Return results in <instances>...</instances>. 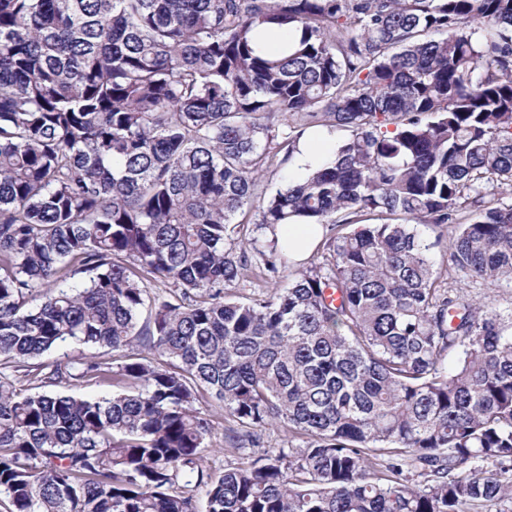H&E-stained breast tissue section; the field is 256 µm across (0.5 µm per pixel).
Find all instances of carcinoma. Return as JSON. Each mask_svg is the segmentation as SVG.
<instances>
[{"label":"carcinoma","mask_w":512,"mask_h":512,"mask_svg":"<svg viewBox=\"0 0 512 512\" xmlns=\"http://www.w3.org/2000/svg\"><path fill=\"white\" fill-rule=\"evenodd\" d=\"M260 27L299 37L272 59ZM321 129L336 158L259 192ZM505 187L512 0H0V498L512 512V313L443 288L418 231L511 288ZM254 208L331 226L325 263L281 286L288 248L233 237ZM253 252L268 290L232 299ZM66 342L115 357L30 363ZM419 229L430 242H435L438 235L442 234L441 244L435 246L432 250L435 266L437 268H441L444 260L443 255L445 254V238H448L451 235L453 227L448 225V228L446 229V226L438 227L433 224H426L419 226ZM203 410L212 415L214 429L205 442V448H202L205 464L211 470L219 473L224 471V465L227 464L224 456V409L215 402L203 404Z\"/></svg>","instance_id":"1"}]
</instances>
